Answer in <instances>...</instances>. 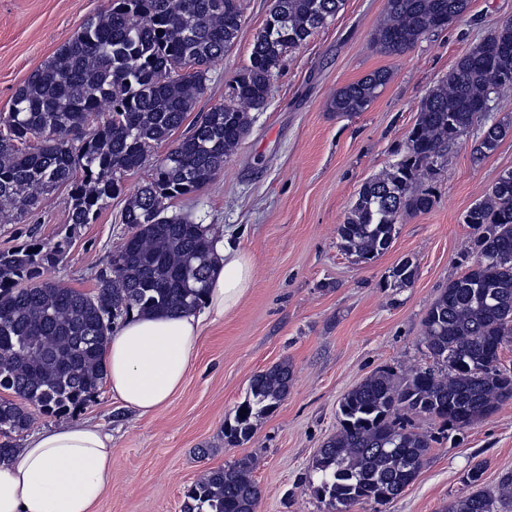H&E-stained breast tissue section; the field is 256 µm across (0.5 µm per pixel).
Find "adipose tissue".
Masks as SVG:
<instances>
[{"label":"adipose tissue","mask_w":512,"mask_h":512,"mask_svg":"<svg viewBox=\"0 0 512 512\" xmlns=\"http://www.w3.org/2000/svg\"><path fill=\"white\" fill-rule=\"evenodd\" d=\"M202 310L177 317L131 315L109 339L104 371L114 398L141 415L184 385L203 325L236 308L250 290V256L226 238ZM112 486V438L99 426L65 423L26 438L0 462V512H95Z\"/></svg>","instance_id":"1"}]
</instances>
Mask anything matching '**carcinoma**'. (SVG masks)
I'll return each instance as SVG.
<instances>
[{
	"mask_svg": "<svg viewBox=\"0 0 512 512\" xmlns=\"http://www.w3.org/2000/svg\"><path fill=\"white\" fill-rule=\"evenodd\" d=\"M470 0H387L373 46L400 55L426 34L461 18ZM344 0H274L249 64L234 79L233 99L202 113L191 132L154 164L151 180L128 196L122 223L131 229L84 293L46 276L70 237L0 251V460L12 436L29 428L30 408L63 415L94 396L114 320L132 310L173 316L198 308L215 267L211 240L188 216L168 214L175 198L199 192L224 168L250 125V111L272 92L284 54L332 20ZM240 0H110L104 12L34 70L0 113V221L24 224L60 186L69 187V223L89 224L122 191L118 173L139 167L195 109L212 66L235 43ZM390 79L379 69L336 90L328 110L365 112ZM512 88V23L474 45L420 101L405 151L363 183L338 228L340 248L371 261L392 244L396 224L430 210L420 183L441 169L448 147L481 131L474 153L485 157L512 135V117L488 122L486 104ZM37 140L34 146L31 140ZM463 222L473 230V262L448 282L424 318V344L435 366L402 381L382 370L339 401V428L319 449L310 484L327 512L397 498L426 465L445 433L468 428L512 400V369L500 360L512 344V170L503 171ZM416 266L401 260L395 285L411 286ZM293 367L282 361L257 372L249 395L225 426L230 442L253 435L252 418L288 397ZM439 424L415 430L410 416ZM254 462L242 457L191 485L182 512H256ZM512 502V474L492 494L457 498L449 512H500Z\"/></svg>",
	"mask_w": 512,
	"mask_h": 512,
	"instance_id": "1",
	"label": "carcinoma"
}]
</instances>
